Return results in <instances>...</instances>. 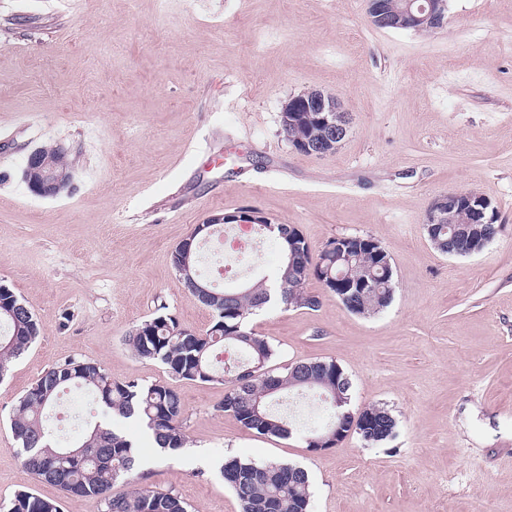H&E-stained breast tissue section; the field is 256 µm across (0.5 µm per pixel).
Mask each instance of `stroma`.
Here are the masks:
<instances>
[{"label": "stroma", "instance_id": "stroma-1", "mask_svg": "<svg viewBox=\"0 0 512 512\" xmlns=\"http://www.w3.org/2000/svg\"><path fill=\"white\" fill-rule=\"evenodd\" d=\"M314 89L352 118L323 157L279 125L283 103ZM0 126L13 131L0 139V284L40 328L0 381V503L31 491L104 512L27 472L10 427L45 371L83 360L176 386L177 458L138 421L120 426L141 485L192 512H240L219 472L230 456L307 470L309 512H512V0H448L430 33L376 28L363 0H0ZM53 142L74 179L43 199L22 170ZM465 190L490 197L501 232L446 256L423 220L436 196ZM243 210L296 225L316 251L368 235L389 252L395 292L379 315L348 313L311 279L318 308L248 319L277 352L272 373L333 361L352 414L387 405L388 441L314 453L298 433L258 435L221 410L223 384L174 380L132 353L126 335L162 308L209 328L171 253L211 215Z\"/></svg>", "mask_w": 512, "mask_h": 512}]
</instances>
